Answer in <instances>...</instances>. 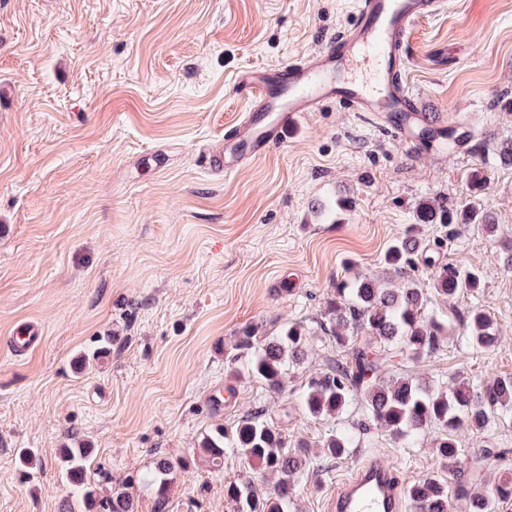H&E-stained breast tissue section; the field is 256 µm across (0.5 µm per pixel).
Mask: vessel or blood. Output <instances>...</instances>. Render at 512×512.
I'll return each instance as SVG.
<instances>
[{
	"label": "vessel or blood",
	"mask_w": 512,
	"mask_h": 512,
	"mask_svg": "<svg viewBox=\"0 0 512 512\" xmlns=\"http://www.w3.org/2000/svg\"><path fill=\"white\" fill-rule=\"evenodd\" d=\"M443 0H360L355 23L309 59L268 69L247 68L235 78L248 101L240 128L225 139L222 153L212 155V170L231 173L276 144L285 124L316 111L325 103L376 117L397 140L424 154L431 143L419 137L421 128L438 122L405 81L409 66L408 38L416 22L438 14ZM378 62L373 83L356 80L351 70L361 59ZM39 341L31 323L17 326L10 338L13 350H30ZM405 476L378 457L364 460L340 482L328 512H411Z\"/></svg>",
	"instance_id": "vessel-or-blood-1"
}]
</instances>
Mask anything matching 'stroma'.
Masks as SVG:
<instances>
[{
  "label": "stroma",
  "mask_w": 512,
  "mask_h": 512,
  "mask_svg": "<svg viewBox=\"0 0 512 512\" xmlns=\"http://www.w3.org/2000/svg\"><path fill=\"white\" fill-rule=\"evenodd\" d=\"M419 21L405 79L430 111L466 118L474 138L420 155L354 112L329 103L291 127L266 155L212 172L207 154L247 103L234 87L246 67L277 68L319 51L355 19L356 0H0V512H62L71 487L60 459L70 438L94 453L91 473L129 482L137 512H154L142 475L157 457L191 459L170 486V512H230L225 485L252 477L238 456L212 470L204 432L262 412L289 443L317 446L324 422L307 417V378L340 360L313 334L282 391L234 374L222 348L247 325L277 335L313 329L337 280L385 276L389 245L416 229L415 274L433 264L477 271L479 297L433 306L448 319L475 305L499 331L494 350L458 331L441 349L396 357L395 373L451 384L512 375V0H445ZM479 205L498 226L449 232L420 224L425 201ZM44 341L24 357L7 344L20 323ZM113 336L109 354L77 359ZM232 388L222 408L211 395ZM455 469L432 437L405 448L380 430L341 460L310 469L291 512H327L336 485L382 446L410 481L493 485L512 476V424L457 434ZM33 450L42 469L22 472Z\"/></svg>",
  "instance_id": "obj_1"
}]
</instances>
